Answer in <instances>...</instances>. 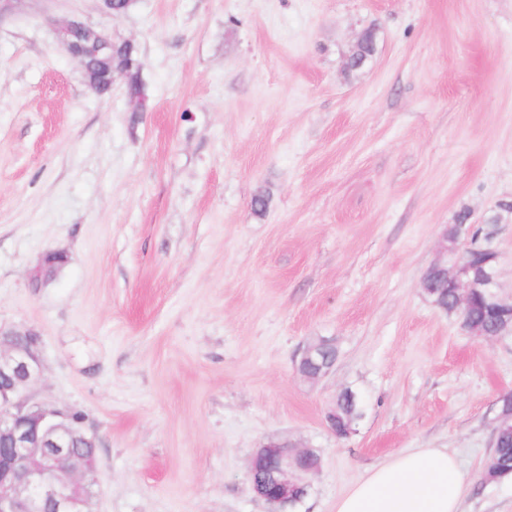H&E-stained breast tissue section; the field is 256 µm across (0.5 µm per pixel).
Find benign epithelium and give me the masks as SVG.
Segmentation results:
<instances>
[{"mask_svg":"<svg viewBox=\"0 0 512 512\" xmlns=\"http://www.w3.org/2000/svg\"><path fill=\"white\" fill-rule=\"evenodd\" d=\"M60 48L77 59L90 88L96 83L85 65L83 53L72 37L87 35L91 48H110L112 35L103 27L70 19L55 28ZM432 267L445 273L455 289L457 305L452 313L463 321L464 308L473 290L482 288L496 306L512 312V296L496 291V276L475 269L458 257L453 265L435 262ZM330 341L308 344L298 365L306 366L301 377L314 383L329 374L332 366L321 368L320 356ZM44 377L41 336L25 326L0 325V512H96L98 499L96 457L73 449L76 431L68 423L67 410L34 399L25 389ZM498 411L493 435L512 427V394L497 398ZM316 448L292 449L285 442L271 440L255 450L250 462L252 491L270 507V512H290L308 494L310 477L321 465Z\"/></svg>","mask_w":512,"mask_h":512,"instance_id":"7a95c632","label":"benign epithelium"}]
</instances>
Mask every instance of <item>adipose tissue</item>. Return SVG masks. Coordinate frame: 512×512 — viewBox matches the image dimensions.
Listing matches in <instances>:
<instances>
[{
    "label": "adipose tissue",
    "mask_w": 512,
    "mask_h": 512,
    "mask_svg": "<svg viewBox=\"0 0 512 512\" xmlns=\"http://www.w3.org/2000/svg\"><path fill=\"white\" fill-rule=\"evenodd\" d=\"M467 493L454 454L409 448L373 467L337 500L335 512H461Z\"/></svg>",
    "instance_id": "1"
}]
</instances>
